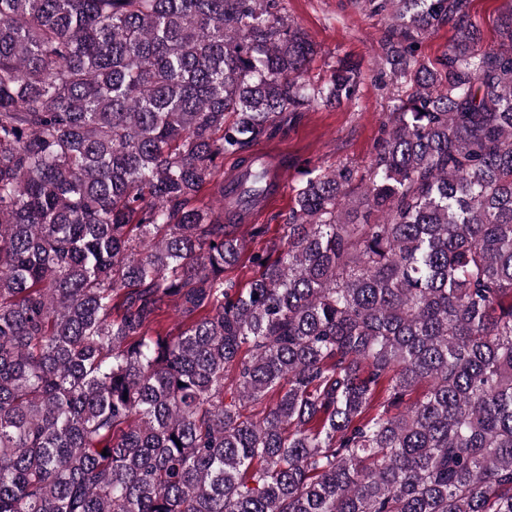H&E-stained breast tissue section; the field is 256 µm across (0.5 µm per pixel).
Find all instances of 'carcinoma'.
Wrapping results in <instances>:
<instances>
[{"label":"carcinoma","mask_w":512,"mask_h":512,"mask_svg":"<svg viewBox=\"0 0 512 512\" xmlns=\"http://www.w3.org/2000/svg\"><path fill=\"white\" fill-rule=\"evenodd\" d=\"M355 4L385 136L239 288L252 147L360 66L284 0H0V512H512V5ZM508 7V0H473L472 13L487 41L495 38L496 19L501 13L506 12ZM452 32L448 27H444L429 35L422 43L420 52L430 58L441 55L448 48L451 41Z\"/></svg>","instance_id":"1"}]
</instances>
